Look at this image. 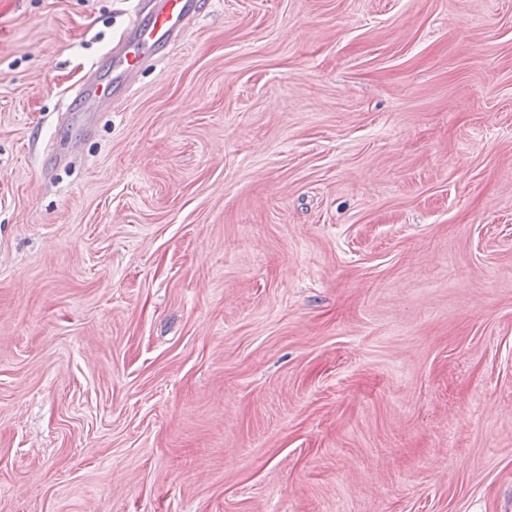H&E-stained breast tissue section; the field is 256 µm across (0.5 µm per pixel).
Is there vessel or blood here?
<instances>
[{"label":"vessel or blood","mask_w":512,"mask_h":512,"mask_svg":"<svg viewBox=\"0 0 512 512\" xmlns=\"http://www.w3.org/2000/svg\"><path fill=\"white\" fill-rule=\"evenodd\" d=\"M213 0H133V19L113 43L102 70L92 72L75 94L61 105L65 112L87 113L95 124L136 89L146 66L179 41L191 21L209 9Z\"/></svg>","instance_id":"b4317fda"}]
</instances>
